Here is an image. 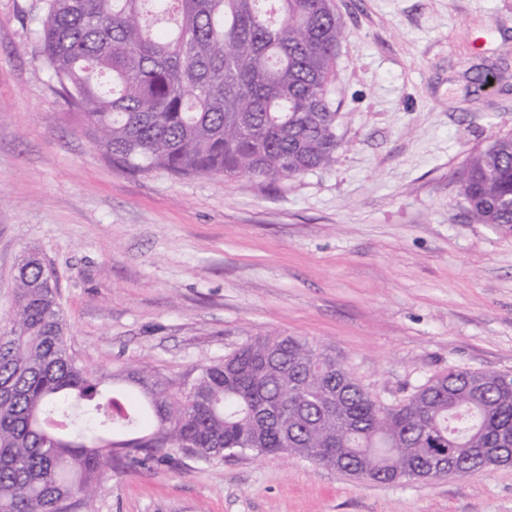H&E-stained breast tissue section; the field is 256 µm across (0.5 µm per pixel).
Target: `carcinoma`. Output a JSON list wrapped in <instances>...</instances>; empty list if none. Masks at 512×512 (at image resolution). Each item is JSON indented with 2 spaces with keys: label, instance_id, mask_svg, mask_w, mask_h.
I'll return each mask as SVG.
<instances>
[{
  "label": "carcinoma",
  "instance_id": "cac0c4a2",
  "mask_svg": "<svg viewBox=\"0 0 512 512\" xmlns=\"http://www.w3.org/2000/svg\"><path fill=\"white\" fill-rule=\"evenodd\" d=\"M333 0H42L39 61L113 165L293 181L336 164ZM470 218L512 230V136L459 172ZM288 456L391 482L512 464V375L455 369L386 404L327 349L270 334L174 388L143 367L108 376L70 353L52 269L23 257L0 326V512H91L106 468L165 450L194 460Z\"/></svg>",
  "mask_w": 512,
  "mask_h": 512
}]
</instances>
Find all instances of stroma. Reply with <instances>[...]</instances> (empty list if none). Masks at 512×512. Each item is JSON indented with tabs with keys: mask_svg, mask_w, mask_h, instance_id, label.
<instances>
[{
	"mask_svg": "<svg viewBox=\"0 0 512 512\" xmlns=\"http://www.w3.org/2000/svg\"><path fill=\"white\" fill-rule=\"evenodd\" d=\"M336 165L294 181L113 166L41 66L40 0H0V313L27 252L89 368L174 383L254 336L331 350L388 403L451 369L512 374V231L458 173L512 134V0H335ZM95 512H512V466L371 483L285 455L112 469Z\"/></svg>",
	"mask_w": 512,
	"mask_h": 512,
	"instance_id": "stroma-1",
	"label": "stroma"
}]
</instances>
